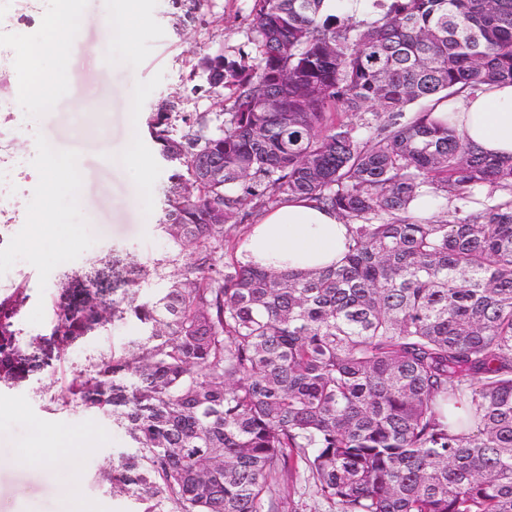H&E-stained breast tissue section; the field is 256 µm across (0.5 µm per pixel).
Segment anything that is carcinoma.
I'll use <instances>...</instances> for the list:
<instances>
[{
  "label": "carcinoma",
  "mask_w": 512,
  "mask_h": 512,
  "mask_svg": "<svg viewBox=\"0 0 512 512\" xmlns=\"http://www.w3.org/2000/svg\"><path fill=\"white\" fill-rule=\"evenodd\" d=\"M371 2L356 20L253 0L255 56L207 59L231 111L147 117L171 167L165 287L141 298L150 271L114 253L63 274L37 336L25 288L0 297V386L142 328L51 397L125 433L103 481L141 512H280L302 477L336 512H512V160L433 117L512 82V0ZM424 194L440 215L417 214ZM292 198L351 225L340 264L234 256L245 206Z\"/></svg>",
  "instance_id": "obj_1"
}]
</instances>
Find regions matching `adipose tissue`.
I'll return each instance as SVG.
<instances>
[{
  "label": "adipose tissue",
  "mask_w": 512,
  "mask_h": 512,
  "mask_svg": "<svg viewBox=\"0 0 512 512\" xmlns=\"http://www.w3.org/2000/svg\"><path fill=\"white\" fill-rule=\"evenodd\" d=\"M147 18L140 0H108L106 29L114 43H128L134 29ZM85 20L74 0H59L57 9L43 21L45 39L31 54L29 79L38 109H50L57 97L55 82L41 72L43 58L58 50L71 36L80 34ZM437 114L450 115L460 136L480 150L502 159L512 158V84L502 82L470 94L441 102ZM47 163L56 176L44 192L78 197L77 166L61 153L54 142L43 148ZM349 227L336 212L315 203L295 199L265 214L254 224L241 249L243 261L283 270L308 271L341 261L346 251Z\"/></svg>",
  "instance_id": "obj_1"
}]
</instances>
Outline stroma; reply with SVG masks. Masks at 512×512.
Instances as JSON below:
<instances>
[{"label": "stroma", "mask_w": 512, "mask_h": 512, "mask_svg": "<svg viewBox=\"0 0 512 512\" xmlns=\"http://www.w3.org/2000/svg\"><path fill=\"white\" fill-rule=\"evenodd\" d=\"M148 24L130 45L116 48L102 21V0H80L86 27L60 56L42 67L59 83L58 100L34 111L24 54L44 36L42 19L54 0H0V219L11 224L13 243L0 248V295L25 285L28 299L19 326L26 334L46 333L61 274L89 267L117 252L131 263L153 267L168 254L157 227L170 185L145 126L163 103L176 112L217 111L218 96L199 90L190 72L197 59L221 52L231 58L254 53L252 0H143ZM138 130L137 159L150 190L133 199L126 170L113 166L129 126ZM53 139L78 162L83 206L70 196L44 197L50 178L40 146ZM59 216L46 223L45 212ZM79 244L65 245L70 235ZM135 322L112 325L102 335L73 346L56 368L35 373L16 388H0V512H64L54 488L78 476L84 512H133V500L112 495L100 479L113 453L124 450V433L111 421L80 408L61 409L50 398L61 382L109 348L139 336ZM85 434L69 449L53 475L16 468L18 451L37 454L50 432Z\"/></svg>", "instance_id": "1"}]
</instances>
